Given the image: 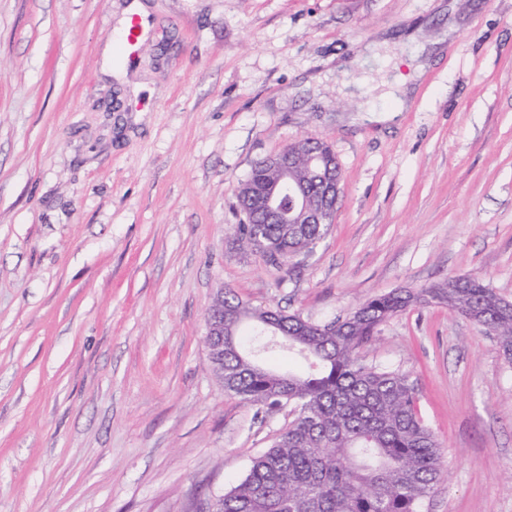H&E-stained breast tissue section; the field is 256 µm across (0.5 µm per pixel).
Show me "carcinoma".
<instances>
[{"mask_svg":"<svg viewBox=\"0 0 512 512\" xmlns=\"http://www.w3.org/2000/svg\"><path fill=\"white\" fill-rule=\"evenodd\" d=\"M325 142L305 138L287 146L293 176L317 192L309 165ZM274 170L261 160L237 191L245 221L237 240L275 266L306 254L328 231L327 224H282L262 202ZM494 336L512 363V302L477 278L451 276L421 291L398 289L376 295L342 320L318 324L274 306L253 307L230 290L224 310L240 320L224 324V392L270 411L289 405L295 417L270 448L255 458L246 476L212 504V512H422L441 472L443 449L420 416L413 382L406 372L366 364L359 350L378 327L423 296ZM275 320L288 350L311 360L303 374L267 368L249 355L240 326H254L258 350L276 348L263 332Z\"/></svg>","mask_w":512,"mask_h":512,"instance_id":"carcinoma-1","label":"carcinoma"}]
</instances>
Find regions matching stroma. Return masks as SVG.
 Wrapping results in <instances>:
<instances>
[{
    "instance_id": "obj_1",
    "label": "stroma",
    "mask_w": 512,
    "mask_h": 512,
    "mask_svg": "<svg viewBox=\"0 0 512 512\" xmlns=\"http://www.w3.org/2000/svg\"><path fill=\"white\" fill-rule=\"evenodd\" d=\"M0 0V512H208L293 420L225 393L218 289L317 323L451 276L512 301V0ZM416 77L397 109L396 78ZM307 137L328 233L241 249L239 185ZM361 359L409 373L443 446L425 512H512V365L437 303ZM133 15L141 16L145 27L148 28L146 22V17L148 15L147 6L139 0H134L126 6L120 16H118L116 19L115 30L118 33H122L130 21L123 41L124 57L127 59V61H132L134 59L135 51H133V48L138 44V41L142 36L141 24L136 18L131 19Z\"/></svg>"
}]
</instances>
